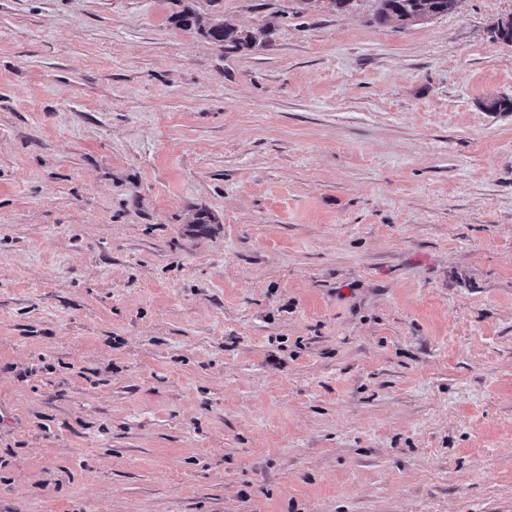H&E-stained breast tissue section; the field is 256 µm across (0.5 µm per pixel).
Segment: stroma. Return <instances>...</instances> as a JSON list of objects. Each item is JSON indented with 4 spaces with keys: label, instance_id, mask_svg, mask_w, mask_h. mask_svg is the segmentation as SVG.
Segmentation results:
<instances>
[{
    "label": "stroma",
    "instance_id": "35a3bbf8",
    "mask_svg": "<svg viewBox=\"0 0 512 512\" xmlns=\"http://www.w3.org/2000/svg\"><path fill=\"white\" fill-rule=\"evenodd\" d=\"M375 6L0 0V512H512V0ZM373 21L378 25L396 22L406 26L423 15H444L454 11L459 0H376ZM178 22L184 27H196L201 35L224 49H250L261 41L257 33L239 30L223 19L204 23L189 7L179 15Z\"/></svg>",
    "mask_w": 512,
    "mask_h": 512
}]
</instances>
